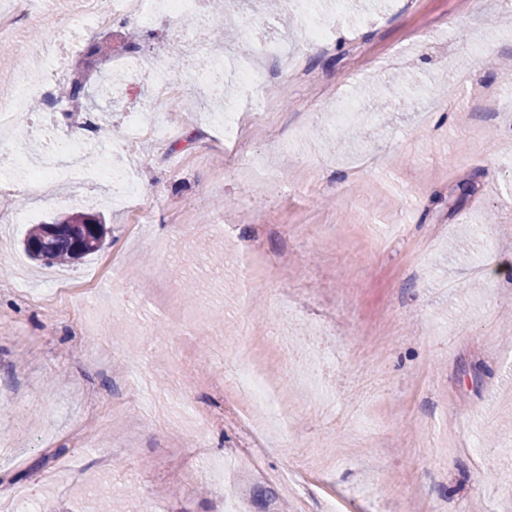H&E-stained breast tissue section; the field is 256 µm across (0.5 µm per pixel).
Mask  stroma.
Returning <instances> with one entry per match:
<instances>
[{"instance_id":"stroma-1","label":"stroma","mask_w":512,"mask_h":512,"mask_svg":"<svg viewBox=\"0 0 512 512\" xmlns=\"http://www.w3.org/2000/svg\"><path fill=\"white\" fill-rule=\"evenodd\" d=\"M320 8L327 52L267 20L339 95L413 77L410 106L383 87L386 131L365 109L360 143L338 140L331 110L311 108L317 89L284 78L278 127L254 121L227 161L198 67L224 46L201 39L195 16L160 19L140 53L167 60L181 93L154 105L149 85L128 89L143 126L175 131L127 147L145 205L138 233L108 184L64 175L26 186L0 214L6 512H96L105 499L112 512H224L241 431L207 426L200 410L228 402L259 433L266 477L238 512H512V275L498 274L512 256V114L491 121L477 103L484 87L512 91V0H355L353 33L330 0ZM74 10L51 0L44 22L19 19L0 48V98L71 33L51 96L89 43L108 48L90 86L122 62L126 28L77 33ZM105 107L87 98L67 118L36 104L0 138V184L22 177L7 162L17 134L28 156L61 168L62 141ZM75 212L104 215L99 251L69 266L25 254L31 225ZM283 259L298 271L286 285ZM279 330L297 362L323 363L322 393L296 397ZM259 344L295 398L276 416L248 406L236 381ZM204 365L223 370V394L200 381ZM201 429L211 446L184 464V440Z\"/></svg>"}]
</instances>
